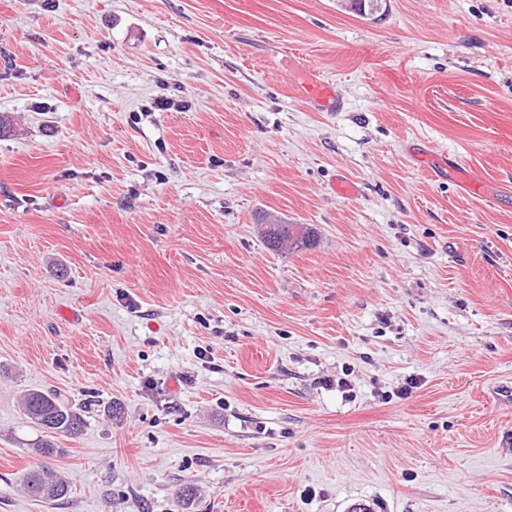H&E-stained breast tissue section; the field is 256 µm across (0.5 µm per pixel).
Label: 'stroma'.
Here are the masks:
<instances>
[{"instance_id": "1", "label": "stroma", "mask_w": 512, "mask_h": 512, "mask_svg": "<svg viewBox=\"0 0 512 512\" xmlns=\"http://www.w3.org/2000/svg\"><path fill=\"white\" fill-rule=\"evenodd\" d=\"M0 512H512V0H0ZM297 88L303 97L309 99L318 107L333 108L337 104L333 88L320 78L314 67L307 68L306 79L297 84ZM443 164L453 169L456 176L458 186L461 190L471 193L472 191L478 190L483 185V177L469 169L462 166L457 167L453 163L448 162V158H444ZM311 228L307 224H279L278 219L270 220L261 235L271 250H281L284 247L306 246L310 242ZM22 407L26 415L48 432L76 435L86 425L82 407L74 408L56 391L29 390ZM22 485L29 495L48 501L64 499L70 488L65 476L43 464L29 468L22 477Z\"/></svg>"}]
</instances>
